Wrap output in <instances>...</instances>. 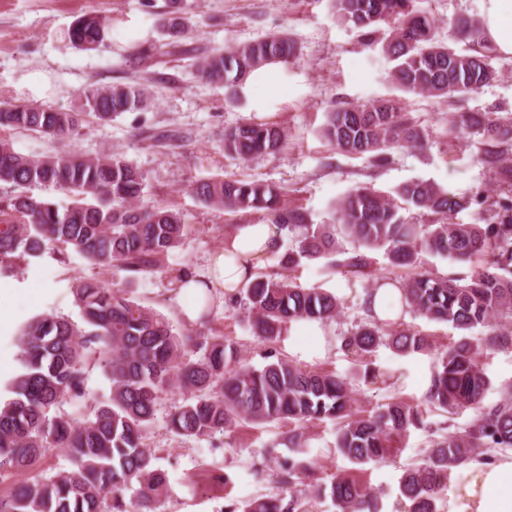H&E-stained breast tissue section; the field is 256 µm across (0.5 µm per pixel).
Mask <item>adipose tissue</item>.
Masks as SVG:
<instances>
[{
	"mask_svg": "<svg viewBox=\"0 0 512 512\" xmlns=\"http://www.w3.org/2000/svg\"><path fill=\"white\" fill-rule=\"evenodd\" d=\"M487 37L499 54L512 59V0H481ZM282 238L275 225L261 222L240 224L224 239V247L211 259L205 272L189 273L178 287L186 319L201 313L208 288L233 295L247 282L264 257L279 252ZM289 349L310 360L324 356L327 348L323 324H294L287 341ZM448 512H512V451L486 462L474 459L454 470L448 490Z\"/></svg>",
	"mask_w": 512,
	"mask_h": 512,
	"instance_id": "obj_1",
	"label": "adipose tissue"
}]
</instances>
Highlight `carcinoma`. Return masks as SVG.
I'll return each instance as SVG.
<instances>
[{"mask_svg": "<svg viewBox=\"0 0 512 512\" xmlns=\"http://www.w3.org/2000/svg\"><path fill=\"white\" fill-rule=\"evenodd\" d=\"M187 0H170L157 19L165 40L137 43L126 55L146 68L155 59L178 55L191 60L193 74L222 85L226 100H242L249 76L260 68L283 67L298 58L286 34L240 43L222 51L200 52L188 44L185 22L166 24L168 15L186 14ZM336 20L360 30L364 42L381 43L395 62L392 78L407 92L450 99L475 92L498 77L496 49L474 17L448 20V42L436 38L439 20L418 0H333ZM106 19L86 14L68 31L74 47L90 51L104 40ZM78 112L34 102L0 100V277L23 274L31 258L53 246L72 249L95 268L126 274V284L161 274L192 225L186 214L144 201L147 174L122 154L84 155L75 149L23 155L15 134L72 144L84 134L85 117L108 123L147 106V85L87 86ZM450 138L477 149L478 161L501 195L481 190L455 194L424 179L403 184L398 199L362 185L334 208L333 223L312 224L300 207L288 205L281 185L239 178H213L195 184L205 207L259 213L275 225L290 247L279 257V271L261 269L229 300L240 307L253 333L269 345L265 364L241 359L237 342L217 333L174 331L160 313L141 305L122 288L94 276L73 284L81 323L39 314L18 332L20 370L0 399V474H29L0 496V512H160L168 479L146 444L163 396L189 394L166 415V428L181 439L214 440L241 422L290 425L267 453L277 466V491L244 504L230 501L225 512H311L312 503L330 498L336 512H383L371 488L352 474L329 482L316 477L305 429L314 422L336 425V452L354 469L396 458L398 438L426 426L417 404L394 399L371 411L353 406L352 382L358 378L388 383V371L359 369L380 346L399 354L430 353L436 365L426 405L445 414L474 412L469 425L432 430L421 460L399 480L401 512H440L438 501L448 476L488 452L512 449V386L500 401L483 405L490 380L480 366L482 347L512 349V113L445 114ZM323 137L341 152L372 157L380 163L389 151L423 148L425 134L401 103L338 108L325 114ZM146 139L169 148L183 142L181 132L155 128ZM285 128L254 121L224 130V153L240 160L275 155L285 145ZM66 189L74 202L60 207L28 192L32 185ZM429 217L414 224L400 214L398 201ZM477 211L478 221L460 224L453 216ZM383 248L390 263L410 270L402 279L405 307L460 333L439 349L427 336L402 322L366 318L342 336V350L355 358L351 376L296 365L276 345L291 324L336 321L341 303L322 288L301 285L294 271L305 261L325 258L329 267L358 280L378 281L369 251ZM429 253L453 263L473 265L469 273L440 275L420 266ZM480 330L483 338L475 337ZM98 368L110 383L99 395L86 386ZM66 404L84 409L79 418L62 411ZM288 448V454L276 451ZM50 448L65 455L67 467L47 472L41 460ZM310 480V491L300 488Z\"/></svg>", "mask_w": 512, "mask_h": 512, "instance_id": "obj_1", "label": "carcinoma"}]
</instances>
